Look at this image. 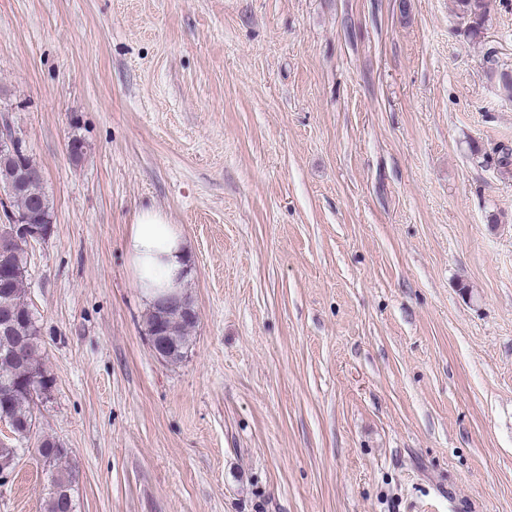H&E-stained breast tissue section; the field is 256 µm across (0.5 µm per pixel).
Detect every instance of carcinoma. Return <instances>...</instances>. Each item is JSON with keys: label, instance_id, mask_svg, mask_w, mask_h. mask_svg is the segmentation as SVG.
Masks as SVG:
<instances>
[{"label": "carcinoma", "instance_id": "1", "mask_svg": "<svg viewBox=\"0 0 512 512\" xmlns=\"http://www.w3.org/2000/svg\"><path fill=\"white\" fill-rule=\"evenodd\" d=\"M460 14L468 22L470 35L481 37L485 21L491 10V0H457ZM486 72L498 77L500 94L512 99V74L498 71L497 62L491 55L484 56ZM27 170L24 185L10 195V205L21 215H26L33 224H51L50 200L42 191V171L29 154L22 157L0 158V183L12 181L21 170ZM29 242L20 239L11 244L8 254H0V269L9 265L13 270L7 290L11 294L9 306L15 321L14 335L22 336L26 342L22 348V359H15L10 352L12 339L0 335V385L10 387L8 406L0 405V419L15 425L16 438L0 442V470H14L21 445L29 440L28 434L36 427L35 406L48 398L54 385L51 374L42 358V336L38 320L30 311L29 289ZM198 322L197 314L170 316L165 326L170 328V337L184 349L188 346L191 332ZM36 376L42 380L41 394L35 396L23 380ZM37 453L49 461L51 487L44 502V512H74L73 494L76 483L75 471L66 463L68 452L58 450L57 440L46 435L37 436Z\"/></svg>", "mask_w": 512, "mask_h": 512}]
</instances>
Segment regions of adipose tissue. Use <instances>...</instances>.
Instances as JSON below:
<instances>
[{
  "label": "adipose tissue",
  "instance_id": "ef3b65f1",
  "mask_svg": "<svg viewBox=\"0 0 512 512\" xmlns=\"http://www.w3.org/2000/svg\"><path fill=\"white\" fill-rule=\"evenodd\" d=\"M126 249L147 304H154L160 293L183 289L188 271L185 241L163 212L141 211Z\"/></svg>",
  "mask_w": 512,
  "mask_h": 512
}]
</instances>
